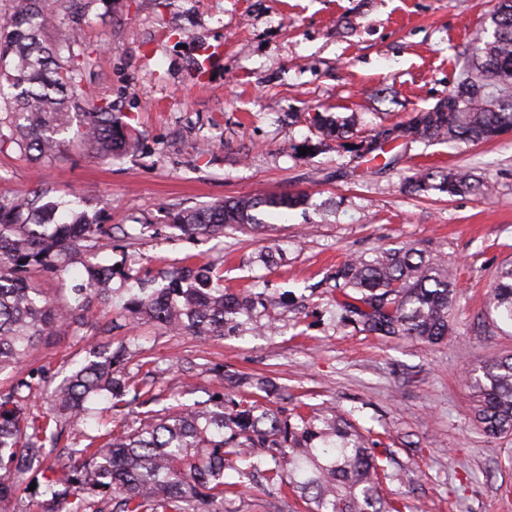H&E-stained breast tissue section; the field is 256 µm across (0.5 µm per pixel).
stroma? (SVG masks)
Masks as SVG:
<instances>
[{"mask_svg":"<svg viewBox=\"0 0 512 512\" xmlns=\"http://www.w3.org/2000/svg\"><path fill=\"white\" fill-rule=\"evenodd\" d=\"M497 0H59L48 39L87 56L82 85L138 139L140 150L104 163L84 145L76 111L59 159L33 165L0 149V194L42 184L102 211L112 244L86 255L120 271L109 306L93 308L91 332L39 343L27 364L0 373V390L30 381L45 412L53 388L88 349L126 347V369L144 379L157 408L219 391L224 371L274 378L288 407L333 406L373 443L387 472L381 494L399 512H512V436L476 425L468 373L512 355V327L488 305L512 262V133L481 144L397 142L380 168L328 142L303 155L316 114L356 116L355 135L407 120L457 81L471 40ZM221 43L209 70L201 42ZM477 167L481 196L402 189L418 168ZM302 193L304 208L265 215L267 229L189 236L172 208L244 194ZM411 243L453 266L459 282L453 336L429 346L372 336L339 323L329 274L347 257ZM275 251L277 265L259 262ZM215 268L230 289L263 293L278 332L221 339L131 325L124 277L179 266ZM84 265L73 266L70 280ZM224 512H304L295 495L255 475Z\"/></svg>","mask_w":512,"mask_h":512,"instance_id":"stroma-1","label":"stroma"}]
</instances>
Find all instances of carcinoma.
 Instances as JSON below:
<instances>
[{"mask_svg":"<svg viewBox=\"0 0 512 512\" xmlns=\"http://www.w3.org/2000/svg\"><path fill=\"white\" fill-rule=\"evenodd\" d=\"M57 14L51 0H15L13 14L0 24V99L8 98L4 124L9 143L36 163L62 152L59 135L71 111L87 98L81 88L84 64L63 57L43 39ZM453 105L442 112H416L408 120L379 127L358 139L348 135L353 122L320 115L319 141L330 138L336 149L375 162L387 147L411 139L450 146L493 140L512 130V0H498L490 27L482 28L454 88ZM88 149L110 161L138 149L112 116V106L94 105L86 113ZM408 192L439 191L450 196L483 193L474 169L425 170L409 176ZM40 185L20 196L0 195V373L25 362L35 343L59 330L78 336L89 329L87 312L112 304V265H87L82 280L63 287L51 301L31 281L34 272L58 276L89 252L112 239V226L101 213L89 214L72 200L45 201ZM301 193L242 196L201 207L179 208L171 223L185 234L224 235L226 228L262 226L261 213L306 205ZM166 285L143 278L127 289L126 312L176 333L234 336L243 328L239 316L250 313L259 296L224 289L221 276L194 262L163 273ZM339 321L370 335L404 337L438 344L452 335L451 316L457 281L447 263L408 244L384 246L354 255L332 276ZM490 304L512 323V263L498 272ZM123 356L106 344L55 388L51 408L30 414L20 381L0 392V503H15L30 473L43 479L42 512H189L198 503L224 512V496L234 484L224 470L243 478L254 470L269 484L288 489L309 512H393L379 491L384 470L363 436L343 414L329 408L306 413L273 406L277 392L265 377L226 374L236 394L193 405L179 403L165 415L136 428L78 432L72 448L57 449L63 427L89 418L87 403L154 396L125 373ZM475 416L487 433H512V355L494 358L476 370Z\"/></svg>","mask_w":512,"mask_h":512,"instance_id":"cac0c4a2","label":"carcinoma"}]
</instances>
